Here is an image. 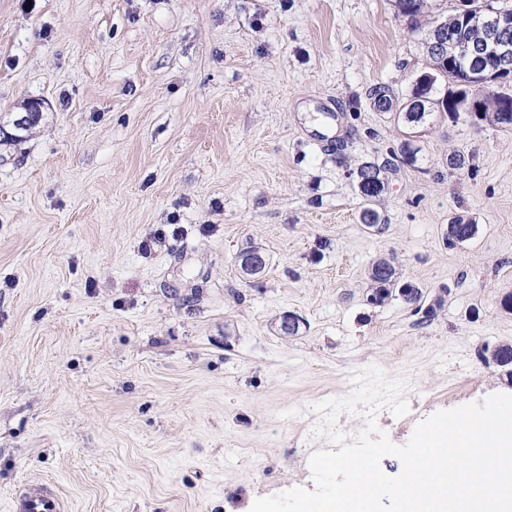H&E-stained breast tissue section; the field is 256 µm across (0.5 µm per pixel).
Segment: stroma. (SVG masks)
Segmentation results:
<instances>
[{"instance_id":"obj_1","label":"stroma","mask_w":512,"mask_h":512,"mask_svg":"<svg viewBox=\"0 0 512 512\" xmlns=\"http://www.w3.org/2000/svg\"><path fill=\"white\" fill-rule=\"evenodd\" d=\"M427 69L393 0H0V114L45 103L0 143V512L38 482L66 512L313 489V407L369 365L420 421L512 394L478 355L512 345V131L373 107ZM406 146L373 232L357 171ZM391 255L430 322L367 302ZM449 230L445 233V240L448 246H455L458 241H468L472 239L479 230L478 224L464 223L461 217H455L450 224H448Z\"/></svg>"}]
</instances>
